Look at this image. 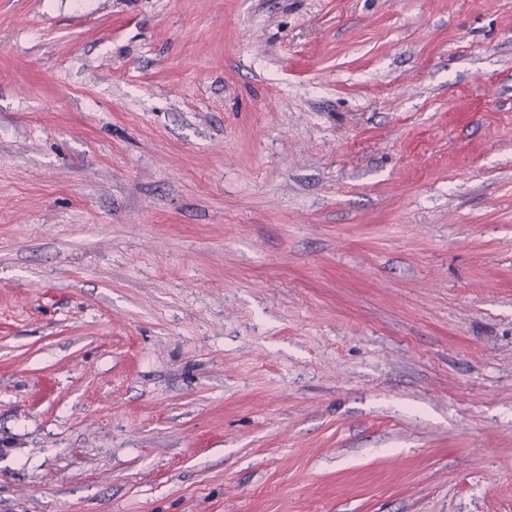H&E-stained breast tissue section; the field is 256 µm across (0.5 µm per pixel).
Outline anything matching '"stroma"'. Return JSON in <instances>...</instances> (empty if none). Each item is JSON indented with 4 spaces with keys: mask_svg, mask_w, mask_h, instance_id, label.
Segmentation results:
<instances>
[{
    "mask_svg": "<svg viewBox=\"0 0 512 512\" xmlns=\"http://www.w3.org/2000/svg\"><path fill=\"white\" fill-rule=\"evenodd\" d=\"M0 512H512V0H0Z\"/></svg>",
    "mask_w": 512,
    "mask_h": 512,
    "instance_id": "stroma-1",
    "label": "stroma"
}]
</instances>
